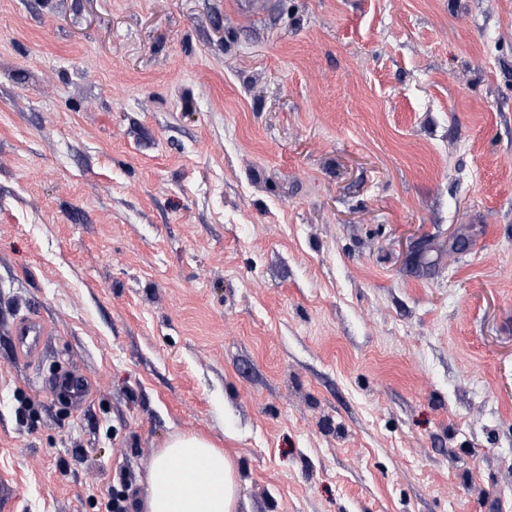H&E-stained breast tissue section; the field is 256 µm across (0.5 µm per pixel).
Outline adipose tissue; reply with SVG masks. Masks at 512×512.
<instances>
[{
  "instance_id": "obj_1",
  "label": "adipose tissue",
  "mask_w": 512,
  "mask_h": 512,
  "mask_svg": "<svg viewBox=\"0 0 512 512\" xmlns=\"http://www.w3.org/2000/svg\"><path fill=\"white\" fill-rule=\"evenodd\" d=\"M239 475L230 456L197 435L173 436L148 470L143 512H238Z\"/></svg>"
}]
</instances>
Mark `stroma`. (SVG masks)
<instances>
[{"label":"stroma","instance_id":"stroma-1","mask_svg":"<svg viewBox=\"0 0 512 512\" xmlns=\"http://www.w3.org/2000/svg\"><path fill=\"white\" fill-rule=\"evenodd\" d=\"M178 433L239 512H512V0H0V512ZM17 356L22 359L38 355L41 335L45 328L33 317H22L16 325ZM48 386L64 388L75 401H81L86 395L88 383L82 377L65 376L62 374L51 379L48 382Z\"/></svg>","mask_w":512,"mask_h":512}]
</instances>
